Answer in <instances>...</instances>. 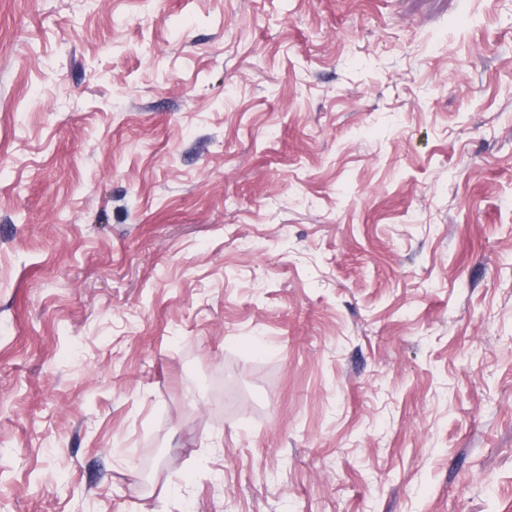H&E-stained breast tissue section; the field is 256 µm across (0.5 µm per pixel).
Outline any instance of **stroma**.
Returning <instances> with one entry per match:
<instances>
[{
  "label": "stroma",
  "mask_w": 512,
  "mask_h": 512,
  "mask_svg": "<svg viewBox=\"0 0 512 512\" xmlns=\"http://www.w3.org/2000/svg\"><path fill=\"white\" fill-rule=\"evenodd\" d=\"M0 512H512V0H0Z\"/></svg>",
  "instance_id": "1"
}]
</instances>
